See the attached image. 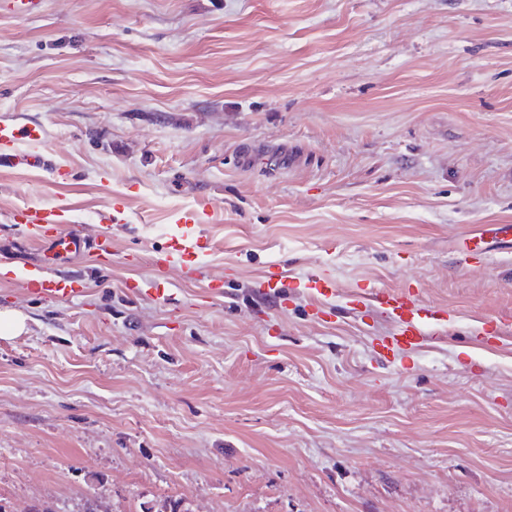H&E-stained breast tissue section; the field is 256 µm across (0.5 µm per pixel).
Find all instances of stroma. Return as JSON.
I'll return each instance as SVG.
<instances>
[{"label":"stroma","mask_w":512,"mask_h":512,"mask_svg":"<svg viewBox=\"0 0 512 512\" xmlns=\"http://www.w3.org/2000/svg\"><path fill=\"white\" fill-rule=\"evenodd\" d=\"M0 120L41 123L66 174L0 167V258H45L16 207L74 204L91 236L121 211L111 264H55L82 297L0 281L27 318L0 338L8 512H512V0L0 10ZM203 206L210 255L161 273L165 226ZM319 272L326 321L299 286ZM370 283L451 318L380 354ZM126 287L140 295L152 296L162 303L168 304L175 300L174 293L159 280L129 279Z\"/></svg>","instance_id":"1"}]
</instances>
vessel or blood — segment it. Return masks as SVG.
I'll list each match as a JSON object with an SVG mask.
<instances>
[{
  "label": "vessel or blood",
  "mask_w": 512,
  "mask_h": 512,
  "mask_svg": "<svg viewBox=\"0 0 512 512\" xmlns=\"http://www.w3.org/2000/svg\"><path fill=\"white\" fill-rule=\"evenodd\" d=\"M44 130L39 124H15L0 122V165L4 167H27L58 174L56 164L39 152H24V143L42 140ZM67 206L54 203L26 204L15 208L10 221L18 225L30 238L39 242L52 255L89 253L101 262L112 260V237L100 231L95 238H87L80 225L67 224ZM212 218L210 208L187 209L174 218L171 229L173 246L170 251L152 257L156 266H172L199 258L205 249L203 226ZM33 294L59 301L76 298L82 292L78 280L56 274L49 264H35L22 268L16 274ZM127 288L140 295L154 297L162 303L174 301L173 292L158 280L131 279ZM306 286L316 313H323L328 299L336 294L334 279L312 275ZM372 296L381 310L394 325L393 332L381 340V347L388 352L408 351L420 346L426 339L429 325L446 321L443 309L421 306L417 290L411 288H383L373 286Z\"/></svg>",
  "instance_id": "vessel-or-blood-1"
}]
</instances>
